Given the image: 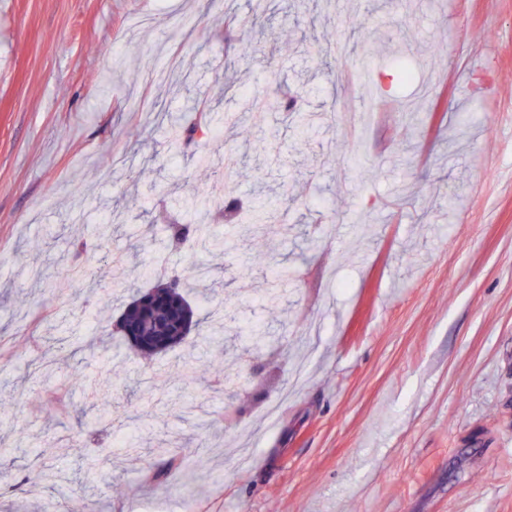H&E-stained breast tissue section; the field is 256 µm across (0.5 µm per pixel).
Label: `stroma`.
Returning <instances> with one entry per match:
<instances>
[{"instance_id": "stroma-1", "label": "stroma", "mask_w": 512, "mask_h": 512, "mask_svg": "<svg viewBox=\"0 0 512 512\" xmlns=\"http://www.w3.org/2000/svg\"><path fill=\"white\" fill-rule=\"evenodd\" d=\"M230 17L273 41L232 50ZM272 72L293 107L258 125L243 104ZM201 102L239 125L177 142ZM228 152L266 224H221L231 252L171 248L155 216ZM109 208L153 223L141 248ZM155 256L224 284L227 342L189 387L182 349L148 363L113 330ZM46 349L63 372L109 356L111 427L91 390L28 370ZM172 442L180 467L145 480ZM54 450L67 481L27 483ZM72 501L512 512V0H0V512Z\"/></svg>"}]
</instances>
